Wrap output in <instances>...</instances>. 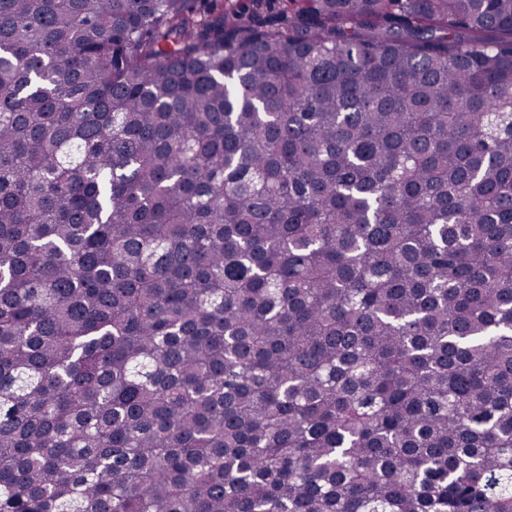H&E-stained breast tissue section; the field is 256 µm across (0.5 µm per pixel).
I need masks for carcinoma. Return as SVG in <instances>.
<instances>
[{
  "mask_svg": "<svg viewBox=\"0 0 512 512\" xmlns=\"http://www.w3.org/2000/svg\"><path fill=\"white\" fill-rule=\"evenodd\" d=\"M0 0V512H512V0Z\"/></svg>",
  "mask_w": 512,
  "mask_h": 512,
  "instance_id": "carcinoma-1",
  "label": "carcinoma"
}]
</instances>
